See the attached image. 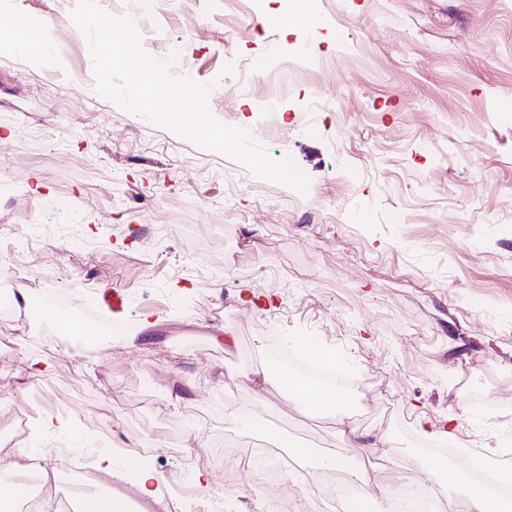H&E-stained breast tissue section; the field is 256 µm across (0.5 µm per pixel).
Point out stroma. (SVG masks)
I'll return each instance as SVG.
<instances>
[{
  "mask_svg": "<svg viewBox=\"0 0 512 512\" xmlns=\"http://www.w3.org/2000/svg\"><path fill=\"white\" fill-rule=\"evenodd\" d=\"M77 5L0 0V44L13 14L54 32ZM135 22L152 32L147 53H178L177 72L211 84L214 117L289 157L308 192L98 95L78 29L45 58L0 53V270L21 262L73 306L107 286L126 303L123 332L89 351L63 341L56 306L0 319L13 345L0 373L46 368L0 383V410L81 424L39 434L71 448L66 463L33 459L29 437L17 438L0 457L10 473L30 477L36 460L55 474L49 501L81 482L136 510L130 483L83 473L99 436L150 445L166 501L189 498L196 512L306 499L317 472L307 463L302 483L285 474L278 492L195 477L227 437L274 456L290 441L343 446L335 417L254 382L268 356L256 342L274 336L315 340L354 378L352 422L372 447L348 454L372 473V495L409 475L438 486L412 461L423 424L452 421L451 448L511 463L512 0H153ZM229 63L235 76L221 78ZM318 93L335 112L296 130ZM269 98L283 110L258 113ZM26 224L65 230L26 247ZM237 407L248 420L230 418ZM173 425L178 448L164 436Z\"/></svg>",
  "mask_w": 512,
  "mask_h": 512,
  "instance_id": "1",
  "label": "stroma"
}]
</instances>
